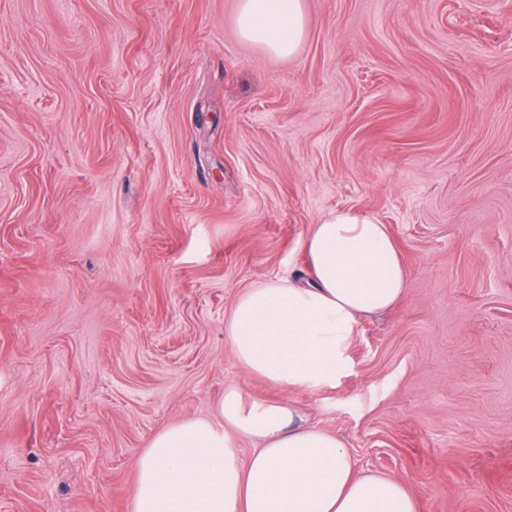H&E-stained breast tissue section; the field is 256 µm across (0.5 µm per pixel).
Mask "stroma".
Masks as SVG:
<instances>
[{
	"label": "stroma",
	"instance_id": "1",
	"mask_svg": "<svg viewBox=\"0 0 512 512\" xmlns=\"http://www.w3.org/2000/svg\"><path fill=\"white\" fill-rule=\"evenodd\" d=\"M0 0V512H133L136 460L235 384L246 288L387 224L402 300L297 392L419 512H512V0ZM305 0H239L236 30L245 42L268 54L293 56L306 32Z\"/></svg>",
	"mask_w": 512,
	"mask_h": 512
}]
</instances>
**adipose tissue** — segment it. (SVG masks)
<instances>
[{
	"instance_id": "ef3b65f1",
	"label": "adipose tissue",
	"mask_w": 512,
	"mask_h": 512,
	"mask_svg": "<svg viewBox=\"0 0 512 512\" xmlns=\"http://www.w3.org/2000/svg\"><path fill=\"white\" fill-rule=\"evenodd\" d=\"M305 0H239L236 30L268 54L293 56L306 32ZM309 281L246 289L224 324L249 374L297 392L332 384L359 319L394 307L407 272L389 229L339 208L307 237ZM217 420L188 418L157 433L137 459L133 512H418L396 479L357 472L343 441L306 425L296 401H245L229 386ZM257 441L240 460L241 440Z\"/></svg>"
}]
</instances>
